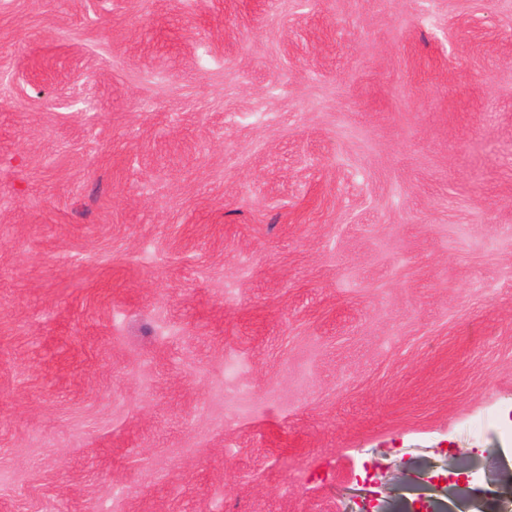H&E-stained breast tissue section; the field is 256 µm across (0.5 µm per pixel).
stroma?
<instances>
[{
	"instance_id": "35a3bbf8",
	"label": "stroma",
	"mask_w": 512,
	"mask_h": 512,
	"mask_svg": "<svg viewBox=\"0 0 512 512\" xmlns=\"http://www.w3.org/2000/svg\"><path fill=\"white\" fill-rule=\"evenodd\" d=\"M512 0H0V512L512 486Z\"/></svg>"
}]
</instances>
